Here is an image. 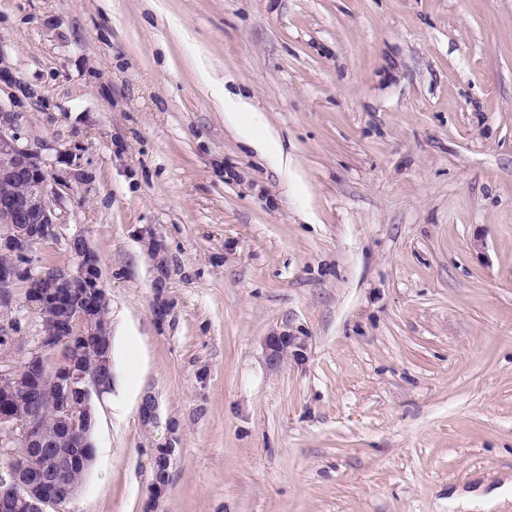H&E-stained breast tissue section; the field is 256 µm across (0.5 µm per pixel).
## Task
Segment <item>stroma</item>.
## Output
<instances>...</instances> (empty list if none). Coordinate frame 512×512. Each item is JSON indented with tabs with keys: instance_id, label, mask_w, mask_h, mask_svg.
<instances>
[{
	"instance_id": "obj_1",
	"label": "stroma",
	"mask_w": 512,
	"mask_h": 512,
	"mask_svg": "<svg viewBox=\"0 0 512 512\" xmlns=\"http://www.w3.org/2000/svg\"><path fill=\"white\" fill-rule=\"evenodd\" d=\"M0 110L109 298L62 512H512V0H0ZM291 342L292 336L274 333L266 337L264 349L270 366H277L288 357ZM174 448L170 444L152 448V480L148 486V498L145 512H157V504L165 495L169 486L171 457Z\"/></svg>"
}]
</instances>
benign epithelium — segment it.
<instances>
[{
	"mask_svg": "<svg viewBox=\"0 0 512 512\" xmlns=\"http://www.w3.org/2000/svg\"><path fill=\"white\" fill-rule=\"evenodd\" d=\"M14 116L0 111V310H11L15 289L29 277L27 264L38 244L54 233L60 217L57 207L61 196L56 181L39 152L19 144L12 131ZM72 264L50 269L39 277L44 289L38 295L41 315L36 335L14 343L10 332L19 329L18 319L0 325V346H7L19 356V365H0V390L6 397L22 396L37 405L43 398L39 363L72 336L68 321L71 310L80 308L82 335H100L98 313L102 300L99 260L87 239L81 235L69 241ZM292 337L274 333L266 337L264 349L268 363L279 365L288 357ZM54 379L56 429L47 430L33 414L14 436L8 428L18 421L12 411L0 413L5 424L0 432V455L14 456V448H24L28 465L0 470V507L8 510L14 499L24 500L27 512H60L77 496L79 485L61 479L65 461L75 459L78 469L87 472L95 459L93 397L109 391L113 382L112 339L95 346L92 365L77 357H63L51 365ZM140 415L148 423H157V404L146 395ZM169 445L152 449V480L148 486L145 512H157V504L169 486L171 457Z\"/></svg>",
	"mask_w": 512,
	"mask_h": 512,
	"instance_id": "1",
	"label": "benign epithelium"
}]
</instances>
